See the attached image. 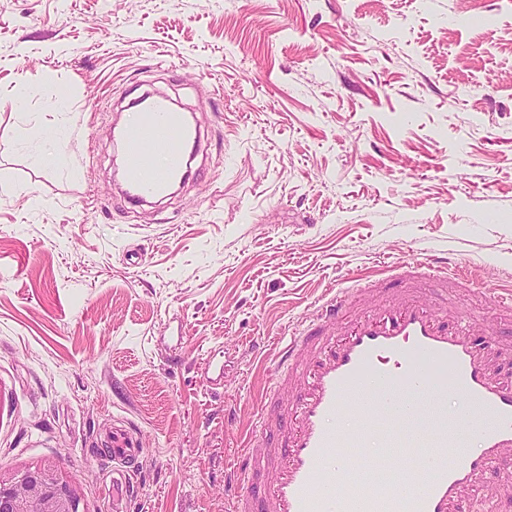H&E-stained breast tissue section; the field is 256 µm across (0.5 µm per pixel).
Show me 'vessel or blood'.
I'll use <instances>...</instances> for the list:
<instances>
[{
	"mask_svg": "<svg viewBox=\"0 0 512 512\" xmlns=\"http://www.w3.org/2000/svg\"><path fill=\"white\" fill-rule=\"evenodd\" d=\"M185 116L165 101L129 105L123 114L122 166L132 206L163 199L180 178L187 149H200ZM399 288H392V281ZM464 286L447 259L399 264L322 297L302 332L275 354L240 465L224 489L234 512H460L481 496L498 468L497 494L512 497V368L493 327L435 307L424 284ZM459 395L492 418L463 446L458 418L434 411ZM356 410L358 426H340ZM378 473L412 454L415 485L349 487L352 452L371 444Z\"/></svg>",
	"mask_w": 512,
	"mask_h": 512,
	"instance_id": "1",
	"label": "vessel or blood"
}]
</instances>
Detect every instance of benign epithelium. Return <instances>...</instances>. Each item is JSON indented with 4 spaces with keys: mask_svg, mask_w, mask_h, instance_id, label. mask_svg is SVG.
Here are the masks:
<instances>
[{
    "mask_svg": "<svg viewBox=\"0 0 512 512\" xmlns=\"http://www.w3.org/2000/svg\"><path fill=\"white\" fill-rule=\"evenodd\" d=\"M68 483L51 467L0 473V512H77Z\"/></svg>",
    "mask_w": 512,
    "mask_h": 512,
    "instance_id": "benign-epithelium-1",
    "label": "benign epithelium"
}]
</instances>
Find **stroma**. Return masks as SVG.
Listing matches in <instances>:
<instances>
[{
    "label": "stroma",
    "instance_id": "1",
    "mask_svg": "<svg viewBox=\"0 0 512 512\" xmlns=\"http://www.w3.org/2000/svg\"><path fill=\"white\" fill-rule=\"evenodd\" d=\"M205 152L117 188L143 92ZM446 257L512 291V0H0V470L78 512H231L272 354L357 274ZM142 453L126 482L110 450Z\"/></svg>",
    "mask_w": 512,
    "mask_h": 512
}]
</instances>
